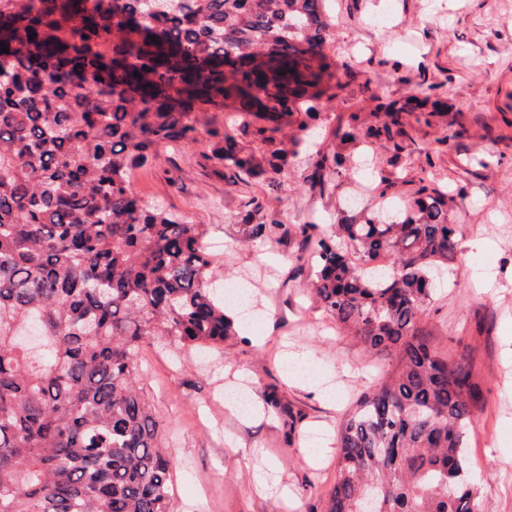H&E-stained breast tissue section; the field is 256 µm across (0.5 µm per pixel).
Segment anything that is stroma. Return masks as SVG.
Here are the masks:
<instances>
[{
	"label": "stroma",
	"instance_id": "1",
	"mask_svg": "<svg viewBox=\"0 0 512 512\" xmlns=\"http://www.w3.org/2000/svg\"><path fill=\"white\" fill-rule=\"evenodd\" d=\"M326 8L324 52L336 77L316 118L283 115L265 143L242 132L233 109L204 106L194 111L197 141L159 148L130 175L142 202L207 225L219 259L214 288L250 284L260 317L220 349L178 350L162 338L138 352L160 450L175 463L174 512H323L341 424L393 362L337 332L307 291L309 251L299 238H256L251 229L355 218L359 209L345 201L361 183L370 188L361 209L376 211L388 198L402 207L432 175L447 196L458 254L435 279L421 326L442 356L466 351L477 363L484 405L466 468L493 512H512V0H326ZM390 106L410 138L406 161L366 135ZM305 122L314 128L307 145ZM452 128L462 136L450 143ZM342 131L354 140H340ZM228 145L258 157L276 150L287 163L249 178L212 159ZM333 152L344 157L343 170L317 168ZM489 269L498 273L495 288L474 287ZM299 349L310 353L302 380L284 363ZM228 366L249 400L276 392L301 421L289 426L269 407L250 418L235 413L224 401ZM324 386L333 391L327 402L315 394ZM313 446L322 449L314 463Z\"/></svg>",
	"mask_w": 512,
	"mask_h": 512
}]
</instances>
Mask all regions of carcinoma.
I'll return each instance as SVG.
<instances>
[{
  "label": "carcinoma",
  "mask_w": 512,
  "mask_h": 512,
  "mask_svg": "<svg viewBox=\"0 0 512 512\" xmlns=\"http://www.w3.org/2000/svg\"><path fill=\"white\" fill-rule=\"evenodd\" d=\"M324 0H0V512H173L174 464L140 384V346L224 344L203 224L134 195L154 147L196 139V104L316 115L332 79ZM156 40H151V37ZM139 76H134V73ZM394 119L370 132L399 153ZM225 167L255 159L215 151ZM427 184L400 221L362 213L312 248V292L394 370L339 435L324 512H488L467 476L484 404L473 358L420 329L432 273L457 253ZM359 254L356 268L336 247ZM35 327L43 349L23 343Z\"/></svg>",
  "instance_id": "carcinoma-1"
}]
</instances>
